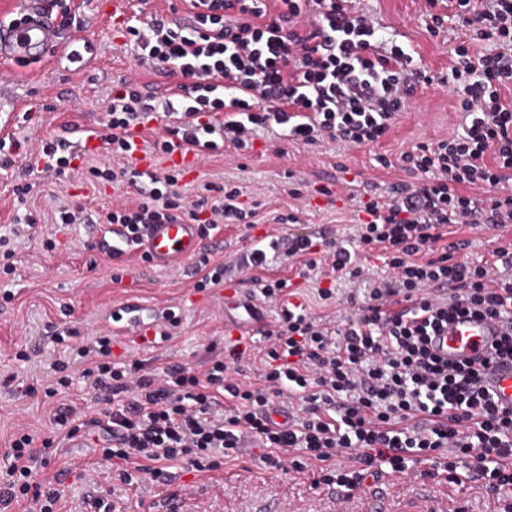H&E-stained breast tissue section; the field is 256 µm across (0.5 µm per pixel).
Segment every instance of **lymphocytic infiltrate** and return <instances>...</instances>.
Returning a JSON list of instances; mask_svg holds the SVG:
<instances>
[{"label": "lymphocytic infiltrate", "instance_id": "obj_1", "mask_svg": "<svg viewBox=\"0 0 512 512\" xmlns=\"http://www.w3.org/2000/svg\"><path fill=\"white\" fill-rule=\"evenodd\" d=\"M191 26L152 20L147 30L126 26L142 71L189 80L190 101L151 104L133 81L108 102L101 149L113 166L90 167L93 177L128 184L107 223L126 229L127 244L145 229L180 216L204 232L224 225L252 227L239 187L205 184L195 198L181 171L141 174L129 158L136 145L127 132L154 122L163 134L153 148L173 143L211 159L227 149L248 152L258 130L277 129L294 143L379 142L391 131L418 84L432 83L411 47L384 36L375 19L352 0H187ZM468 33L449 48L445 82L460 96L467 119L461 129L400 154L403 170L419 184L394 197L377 195L351 237L321 243L307 235L282 237L277 214L269 245L254 244L236 263L277 318L264 347L233 345L205 370L147 360L109 361L111 337L92 336L78 356L79 375L55 361L43 389L52 398L50 434L35 441L17 432L0 468V512H64L61 476L46 478L61 443L100 433L99 450L119 480L164 478L169 468L209 476L222 470L244 442L262 450L276 470H312L314 482L341 495L389 475L441 478L463 485L471 478L498 493L512 488V412L500 413L480 385L486 360L449 364L428 348L432 326L449 314L472 313L512 323V239L499 238L491 259L455 256L450 228L512 224V0H450ZM30 170L64 174L72 159L60 138L28 145L0 139V168L17 151ZM284 247L302 259L301 277L359 278L360 253L376 256L387 272L344 326L313 317L294 301L287 280L268 279L269 250ZM406 302L411 316L387 318V305ZM259 359V385L242 381ZM82 378L97 408L86 411L64 398ZM287 401V427L273 425L265 409ZM512 512V498L497 500Z\"/></svg>", "mask_w": 512, "mask_h": 512}]
</instances>
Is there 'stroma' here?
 Returning <instances> with one entry per match:
<instances>
[{
    "instance_id": "stroma-1",
    "label": "stroma",
    "mask_w": 512,
    "mask_h": 512,
    "mask_svg": "<svg viewBox=\"0 0 512 512\" xmlns=\"http://www.w3.org/2000/svg\"><path fill=\"white\" fill-rule=\"evenodd\" d=\"M356 5L387 27L398 41L410 44L422 66L434 73H447L448 41L463 35L456 18H448L443 32L431 35L422 0H357ZM76 16L75 36L89 40L99 58L90 71L72 69L66 62L48 58L28 66H12L0 73V117L14 139L57 133L71 142L102 130L107 121V104L123 81L135 80L142 92L158 83L154 74L142 73L132 44L112 26V0H70ZM457 101L447 88L434 83L417 87L409 106L396 119L389 138L367 147L326 141L304 146L275 134H261L252 152L232 161L216 157L184 174L186 183L224 184L235 182L245 189L246 204H258L264 221L246 230L231 225L210 237L204 252L211 260L229 261L249 249L252 239L271 229V219L289 204L293 181H304L299 201L300 221L282 225V233L323 232L334 237L353 233L354 215L367 202V190L375 185L390 191L409 182L397 168H383L378 156L397 158L419 142L431 143L456 128ZM105 152H87L74 160L62 176L26 175L25 157L19 156L9 169H0V236L7 234L15 214L31 209L43 217L30 240L18 247L13 271L0 272V466L5 448L18 431L36 435L49 432L52 399L43 393L22 395L21 385L43 384L52 362L74 360L88 334H107L115 307L128 300L158 309L172 308L180 324L170 339L148 343L136 334L117 335L113 360L152 359L157 365L178 362L193 367L208 357V347L224 349V315L215 293L197 292L189 286L187 266L156 269L137 258L117 263L96 250L83 249L85 241L98 240L100 223L126 191L124 185L107 180H90L88 169L111 164ZM27 179L32 191L19 203L13 187ZM332 189L324 196L320 187ZM85 206L93 221L62 226L51 223L61 205ZM55 243L45 249L44 240ZM296 259L278 256L268 274L290 280L309 311L316 316L329 309L318 292L332 288L333 300L356 302L367 299L373 283L381 281L380 261L368 259L362 278L341 277L330 281L320 272L297 277ZM75 327L77 335L58 341L59 329ZM28 360H19L20 352ZM69 473L64 488L73 502H80L89 486L103 490L112 501V512H152L151 505L162 485H125L113 480L108 464L97 462L91 448H64L58 460ZM178 496L179 512H418L427 505L431 512H448L450 502L467 506L469 512H496V500L481 481L460 487L442 479H406L392 476L344 498L335 490L315 487L309 472L268 469L256 448L246 449L226 461L218 476L205 479L176 472L170 487Z\"/></svg>"
}]
</instances>
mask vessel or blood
Instances as JSON below:
<instances>
[{
	"mask_svg": "<svg viewBox=\"0 0 512 512\" xmlns=\"http://www.w3.org/2000/svg\"><path fill=\"white\" fill-rule=\"evenodd\" d=\"M20 11V24L0 22L1 64L40 62L53 54L87 69L96 66L94 52H69L67 37L55 25L47 0H22ZM204 247L205 237L200 225L177 217L166 224L151 225L133 249L146 257L150 265L166 267L194 259ZM218 303L224 312V334L229 340L267 333L269 319L250 289L239 285L222 289ZM156 317L154 310L134 302L125 303L112 314L113 322L124 323L128 328L150 326ZM504 331L502 322L487 317L461 315L449 319L447 324L440 327L438 334L432 338L430 348L442 359L468 361L489 351ZM482 384L493 395L499 411H512V362L489 367L482 376Z\"/></svg>",
	"mask_w": 512,
	"mask_h": 512,
	"instance_id": "vessel-or-blood-1",
	"label": "vessel or blood"
}]
</instances>
